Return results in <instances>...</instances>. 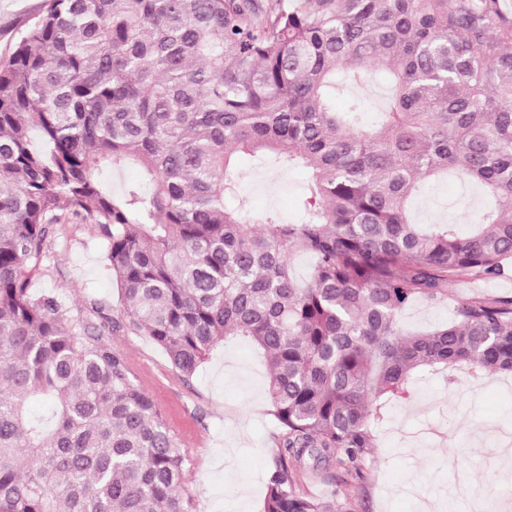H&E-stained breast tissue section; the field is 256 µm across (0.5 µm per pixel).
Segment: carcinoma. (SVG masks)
Listing matches in <instances>:
<instances>
[{
    "mask_svg": "<svg viewBox=\"0 0 512 512\" xmlns=\"http://www.w3.org/2000/svg\"><path fill=\"white\" fill-rule=\"evenodd\" d=\"M374 69L390 94L364 129L335 100ZM240 153L305 171L295 218L239 195ZM130 165L135 184L101 178ZM450 172L496 201L465 232L411 210ZM72 218L103 242L121 322L32 291ZM509 259L504 0H45L0 63V512H194L182 440L121 330L185 380L252 343L278 429L261 512H333L310 482L361 477L372 422L421 373L512 375V296L400 321Z\"/></svg>",
    "mask_w": 512,
    "mask_h": 512,
    "instance_id": "obj_1",
    "label": "carcinoma"
}]
</instances>
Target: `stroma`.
I'll return each mask as SVG.
<instances>
[{"mask_svg": "<svg viewBox=\"0 0 512 512\" xmlns=\"http://www.w3.org/2000/svg\"><path fill=\"white\" fill-rule=\"evenodd\" d=\"M44 0H0V60L10 56L21 34L41 13ZM385 85L375 82L336 100L337 110L357 108L371 125L384 106ZM239 193L258 209L292 213L304 174L293 168L260 169L254 158H238ZM484 204L465 180L452 174L430 181L416 201L417 221L430 223ZM38 290L56 292L70 313L105 308L119 317V294L104 261L103 244L91 225L71 224L47 244ZM512 295V277L453 284L446 300L403 310L412 329L447 323L458 301L472 292ZM112 341L153 371L144 386L156 398L176 433L207 432L209 442L188 451L185 490L194 512H260L276 425L263 393V358L242 341L217 346L190 380L173 372L165 352L151 339L118 332ZM374 446L363 476L338 487L336 503L354 512H460V481L473 497L494 488L499 503L512 504V379L492 376L482 385L448 390L439 376L417 380L410 397L391 405L373 427Z\"/></svg>", "mask_w": 512, "mask_h": 512, "instance_id": "obj_1", "label": "stroma"}]
</instances>
